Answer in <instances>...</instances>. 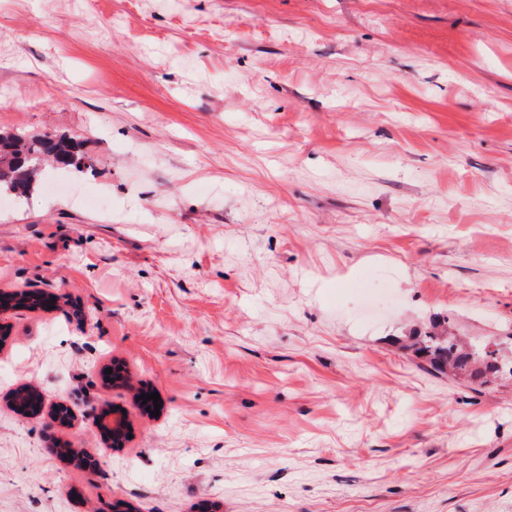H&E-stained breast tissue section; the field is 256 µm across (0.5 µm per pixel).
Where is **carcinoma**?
<instances>
[{"mask_svg": "<svg viewBox=\"0 0 512 512\" xmlns=\"http://www.w3.org/2000/svg\"><path fill=\"white\" fill-rule=\"evenodd\" d=\"M49 164L62 170H91L94 167L91 157L83 151V144L72 138L52 134L28 136L21 132L0 130V195L29 198ZM61 299V295L41 291L0 292V311L20 307L37 311L49 305L55 306ZM415 350L429 361L434 370L441 373L462 374L473 380L504 371L512 375V367L504 369L494 352L485 350L483 345L459 342L448 334L445 327L436 325L417 337ZM40 393L41 390L34 384H19L9 392L7 403L17 413L28 408L30 401ZM53 452L62 462L81 469H94L97 466L94 456L87 452L74 454L65 445L58 446Z\"/></svg>", "mask_w": 512, "mask_h": 512, "instance_id": "carcinoma-1", "label": "carcinoma"}]
</instances>
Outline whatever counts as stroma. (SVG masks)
I'll return each mask as SVG.
<instances>
[{"label":"stroma","mask_w":512,"mask_h":512,"mask_svg":"<svg viewBox=\"0 0 512 512\" xmlns=\"http://www.w3.org/2000/svg\"><path fill=\"white\" fill-rule=\"evenodd\" d=\"M0 128L94 162L0 208V290L71 300L0 317V512H512V378L409 349L512 357V0H0ZM441 324L417 336L415 350L425 357L431 367L438 372L452 375H466L473 380H481L489 374L504 373V365L493 351H485V345L462 344L456 336H450ZM40 393L41 390L34 384H19L9 392L6 400L13 411L18 413L28 409L30 401ZM114 411L121 410L119 408L106 405L99 410V413L98 411L89 413L87 415V421L89 425H91L93 428H96L100 433H103L104 430L102 428L104 426V421L102 419L108 420L112 416V432L109 433H112V437L114 439L123 437V435H125L130 430V426L127 424L121 425V420L118 416L113 414ZM109 433L104 434L103 437L107 439L109 437Z\"/></svg>","instance_id":"35a3bbf8"}]
</instances>
